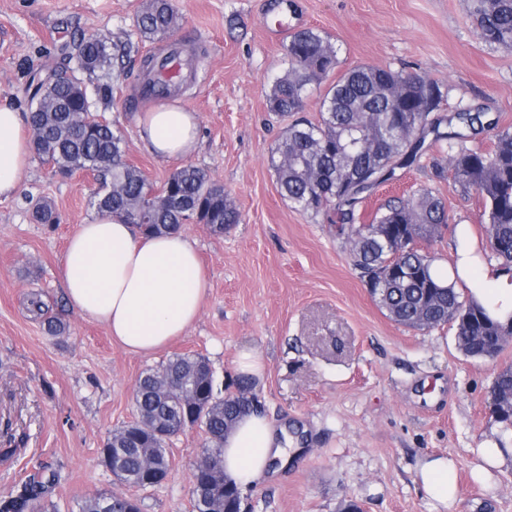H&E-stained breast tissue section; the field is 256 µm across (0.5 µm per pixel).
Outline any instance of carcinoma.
<instances>
[{
	"instance_id": "obj_1",
	"label": "carcinoma",
	"mask_w": 512,
	"mask_h": 512,
	"mask_svg": "<svg viewBox=\"0 0 512 512\" xmlns=\"http://www.w3.org/2000/svg\"><path fill=\"white\" fill-rule=\"evenodd\" d=\"M471 23L481 38L512 49V0H467ZM179 13L173 0H145L137 16V29L145 38H164L178 28ZM288 69L276 78L267 94L269 111L291 119L271 154L280 195L298 211L336 212L339 230L346 234L349 257L361 278L372 284L371 297L394 322L417 330L448 325L455 329L458 347L471 358L489 353L499 322L454 284L433 270L435 258L418 240L440 237L448 223L443 200L430 190L393 197L378 207L369 222L354 224L363 194L391 180L395 168L409 167L424 154L427 134L438 132L430 115L439 109L443 93L432 81V91L419 84L421 76L359 65L347 69L330 84L320 99L316 121L298 116L312 88L338 64V48L331 38L313 28L295 31L286 47ZM67 59L83 74L31 77L25 86L26 123L33 153L53 164L57 172L94 174L99 188L89 199L98 212H110L130 224L149 216L147 235L179 231L194 221L216 234L239 222L234 202L207 172L188 164L175 170L155 189L144 173L126 157L121 129L90 120L88 90L102 100L112 97V68L120 55L110 52L102 34L75 37ZM448 125V167L433 163L438 175L445 170L463 190H473L482 205V223L492 254L512 271V131L495 134L490 151L466 145L469 135L493 130L497 122L485 112H457ZM392 225L403 226L405 242L400 256L391 259L383 238ZM28 310L59 333L62 323L49 315L39 293L28 298ZM204 357L175 354L143 373L134 393L136 420L107 438L109 469L120 472L121 482L134 487L143 475L167 466L162 433L181 426L201 427L207 435L203 453L220 459L224 435L239 418L257 410L255 382L240 375L234 390L221 394L215 379L201 368ZM208 484L204 499L193 497L194 512H224V484L242 489L220 469L192 468V484ZM56 475L37 471L23 489L0 501V512H35ZM131 504L121 493L98 494L83 501L80 512H126Z\"/></svg>"
}]
</instances>
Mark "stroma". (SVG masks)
<instances>
[{
    "label": "stroma",
    "instance_id": "obj_1",
    "mask_svg": "<svg viewBox=\"0 0 512 512\" xmlns=\"http://www.w3.org/2000/svg\"><path fill=\"white\" fill-rule=\"evenodd\" d=\"M141 3L0 0V103L26 111L30 71L66 67L64 47L75 35H107L124 58L113 67L111 99L92 100L91 111L121 128L128 161L159 187L176 166L139 138L137 116L157 104L142 93L143 62L178 49L191 68L174 98L200 117L188 161L223 184L240 222L221 234L183 225L208 280L201 314L165 351L129 354L70 306L59 275L68 238L95 214L97 182L86 171L60 177L32 160L17 194L0 199V499L43 469L57 481L38 512H79L85 498L109 492L136 497L141 512H192L202 428L171 438L172 467L145 490L115 480L102 461L104 443L135 420L144 370L198 353L223 387L237 375V352L255 347L266 364L257 385L262 415L300 431L305 446L245 488L251 512H336L348 497L364 512H433L416 476L431 455L455 464L457 495L447 512H512V465L493 467L482 454L489 440L512 446V430L486 408L496 373L512 365V345L475 360L450 327L419 331L383 315L351 264L345 235L325 214L297 211L279 195L268 158L287 122L266 106L288 66L279 30L314 28L336 42L339 70L368 64L418 73L444 93L439 117L469 109L512 129V50L481 39L467 0H175L181 25L162 40L140 36ZM447 162V142L433 144L419 165L378 188L362 215L371 218L405 190H431L448 213L429 246L437 262H453L463 236L483 263H494L476 192L434 169ZM38 199L51 203L54 226L33 218ZM32 292L44 295L63 335L47 334L27 313Z\"/></svg>",
    "mask_w": 512,
    "mask_h": 512
}]
</instances>
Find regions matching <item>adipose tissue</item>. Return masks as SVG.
<instances>
[{
	"mask_svg": "<svg viewBox=\"0 0 512 512\" xmlns=\"http://www.w3.org/2000/svg\"><path fill=\"white\" fill-rule=\"evenodd\" d=\"M197 113L164 104L138 119L145 147L165 162L192 155L199 145ZM25 120L15 107L0 105V198L13 196L32 151ZM450 282H464L479 304L499 318L512 314V275L496 265L477 264L473 249L458 250L453 265L440 269ZM69 304L104 324L124 351L150 355L183 335L197 321L206 296V278L197 249L182 233L140 234L132 225L103 213L80 225L60 264ZM285 449L263 415L243 416L224 438L226 477L249 487ZM418 477L434 507L456 498V470L444 456L426 459Z\"/></svg>",
	"mask_w": 512,
	"mask_h": 512,
	"instance_id": "1",
	"label": "adipose tissue"
}]
</instances>
